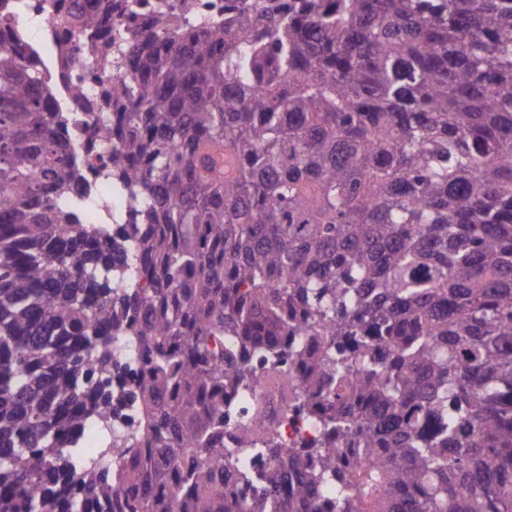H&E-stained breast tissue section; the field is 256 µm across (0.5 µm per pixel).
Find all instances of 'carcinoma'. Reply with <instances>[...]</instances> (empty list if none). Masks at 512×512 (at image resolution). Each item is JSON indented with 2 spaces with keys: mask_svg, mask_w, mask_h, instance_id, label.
Returning a JSON list of instances; mask_svg holds the SVG:
<instances>
[{
  "mask_svg": "<svg viewBox=\"0 0 512 512\" xmlns=\"http://www.w3.org/2000/svg\"><path fill=\"white\" fill-rule=\"evenodd\" d=\"M136 10L72 21L104 55ZM127 51L120 284L64 113L0 43V512H512V0H282ZM114 332L149 452L106 471L62 449L112 414ZM262 378L317 442L224 420ZM113 337H115L113 342ZM129 336H112V349L122 366L126 367L124 373L120 374V380L112 378V390L115 391L121 382L126 392L131 390L133 378L139 374L144 366V357L141 350L129 342Z\"/></svg>",
  "mask_w": 512,
  "mask_h": 512,
  "instance_id": "cac0c4a2",
  "label": "carcinoma"
}]
</instances>
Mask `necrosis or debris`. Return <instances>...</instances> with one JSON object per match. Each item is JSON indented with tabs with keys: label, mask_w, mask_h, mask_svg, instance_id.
Returning a JSON list of instances; mask_svg holds the SVG:
<instances>
[{
	"label": "necrosis or debris",
	"mask_w": 512,
	"mask_h": 512,
	"mask_svg": "<svg viewBox=\"0 0 512 512\" xmlns=\"http://www.w3.org/2000/svg\"><path fill=\"white\" fill-rule=\"evenodd\" d=\"M70 6V0H8L9 20L5 29L24 35V64L51 88L59 111L68 113L66 136L82 162L90 188L85 200L99 222L111 224L113 234L118 235L129 217L124 188L109 175L113 142L106 135L105 127L106 99L112 90L100 83L101 62L74 30ZM33 23L39 27V34L34 38L29 35ZM73 85L81 86V95L70 94ZM232 402L244 419L250 418L252 404L260 403L262 422L278 429L285 447L314 435V418H299L287 411L273 383L261 382L255 394L233 396ZM142 426L135 403L125 400L113 406L110 425L96 420L87 425L85 433L89 442L82 455L84 462L100 468L115 466V456L105 454V447L119 436L125 437L130 445H138Z\"/></svg>",
	"instance_id": "1"
}]
</instances>
